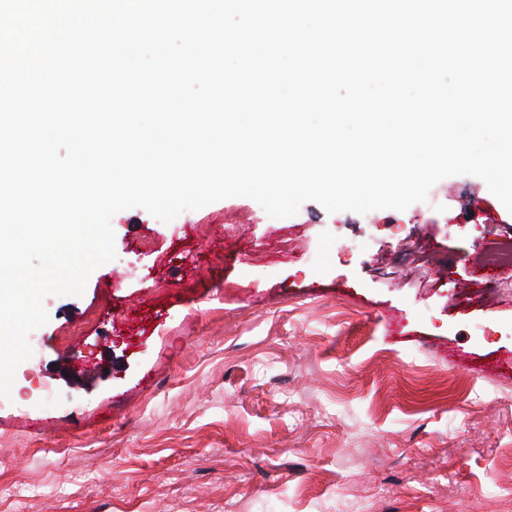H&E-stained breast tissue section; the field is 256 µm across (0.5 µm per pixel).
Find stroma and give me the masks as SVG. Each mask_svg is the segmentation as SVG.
<instances>
[{
	"mask_svg": "<svg viewBox=\"0 0 512 512\" xmlns=\"http://www.w3.org/2000/svg\"><path fill=\"white\" fill-rule=\"evenodd\" d=\"M112 227L0 398V512H512V213L484 180L368 220L232 197Z\"/></svg>",
	"mask_w": 512,
	"mask_h": 512,
	"instance_id": "obj_1",
	"label": "stroma"
}]
</instances>
